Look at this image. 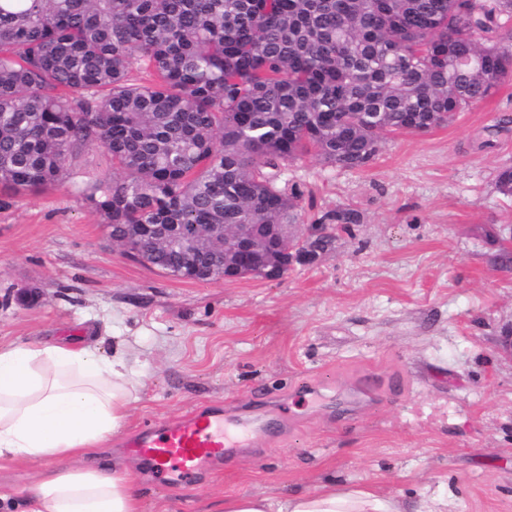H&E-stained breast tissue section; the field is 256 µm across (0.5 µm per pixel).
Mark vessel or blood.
<instances>
[{"label": "vessel or blood", "instance_id": "1", "mask_svg": "<svg viewBox=\"0 0 512 512\" xmlns=\"http://www.w3.org/2000/svg\"><path fill=\"white\" fill-rule=\"evenodd\" d=\"M256 432L252 420L228 417L219 407H202L177 421L132 433L125 445L153 476L188 484L223 466L237 449L249 447Z\"/></svg>", "mask_w": 512, "mask_h": 512}]
</instances>
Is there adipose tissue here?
<instances>
[{"mask_svg":"<svg viewBox=\"0 0 512 512\" xmlns=\"http://www.w3.org/2000/svg\"><path fill=\"white\" fill-rule=\"evenodd\" d=\"M141 377L125 353L85 343L0 342V464L44 462L22 501L0 486V512H142L125 468L98 456L125 423ZM221 512H402L398 500L327 485L279 501L240 495Z\"/></svg>","mask_w":512,"mask_h":512,"instance_id":"ef3b65f1","label":"adipose tissue"}]
</instances>
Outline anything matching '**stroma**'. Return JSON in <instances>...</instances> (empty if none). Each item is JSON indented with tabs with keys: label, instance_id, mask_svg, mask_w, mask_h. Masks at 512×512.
Here are the masks:
<instances>
[{
	"label": "stroma",
	"instance_id": "35a3bbf8",
	"mask_svg": "<svg viewBox=\"0 0 512 512\" xmlns=\"http://www.w3.org/2000/svg\"><path fill=\"white\" fill-rule=\"evenodd\" d=\"M510 166L512 81L447 124L386 140L361 170L312 156L283 166L307 216L350 207L359 224L281 280L193 282L113 242L82 195L112 161L85 150L63 183L0 209V341L91 331L103 357L129 347L143 386L110 451L144 512L332 482L404 512L435 498L447 512H512V197L496 188ZM212 405L294 424L187 486L145 475L123 446Z\"/></svg>",
	"mask_w": 512,
	"mask_h": 512
}]
</instances>
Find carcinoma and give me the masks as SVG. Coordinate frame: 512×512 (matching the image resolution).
<instances>
[{
    "instance_id": "cac0c4a2",
    "label": "carcinoma",
    "mask_w": 512,
    "mask_h": 512,
    "mask_svg": "<svg viewBox=\"0 0 512 512\" xmlns=\"http://www.w3.org/2000/svg\"><path fill=\"white\" fill-rule=\"evenodd\" d=\"M511 80L512 0H0V185L58 184L102 147L116 173L85 198L112 234L213 282L224 238L191 272L190 226L302 224L281 166L362 169Z\"/></svg>"
}]
</instances>
